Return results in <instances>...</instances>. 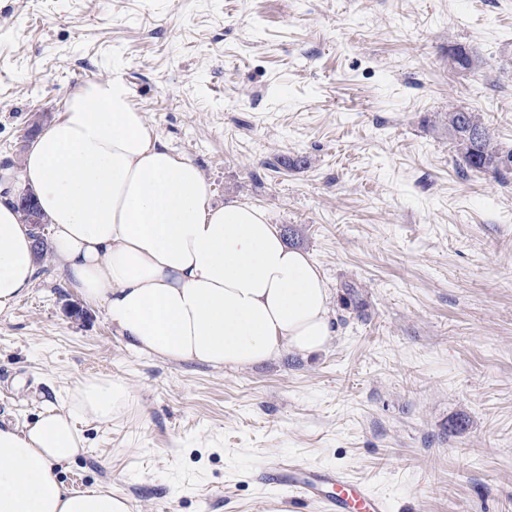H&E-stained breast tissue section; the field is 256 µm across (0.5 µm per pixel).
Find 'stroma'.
<instances>
[{"mask_svg": "<svg viewBox=\"0 0 512 512\" xmlns=\"http://www.w3.org/2000/svg\"><path fill=\"white\" fill-rule=\"evenodd\" d=\"M112 77L213 205L301 229L333 334L240 369L146 356L47 257L0 310V423L119 377L129 406L78 420L61 478L131 512H289L260 477L284 458L390 512H512V184L425 123L465 106L512 150V0H0V166Z\"/></svg>", "mask_w": 512, "mask_h": 512, "instance_id": "stroma-1", "label": "stroma"}]
</instances>
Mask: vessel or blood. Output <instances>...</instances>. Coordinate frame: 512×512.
I'll list each match as a JSON object with an SVG mask.
<instances>
[{
	"mask_svg": "<svg viewBox=\"0 0 512 512\" xmlns=\"http://www.w3.org/2000/svg\"><path fill=\"white\" fill-rule=\"evenodd\" d=\"M261 478L282 489L293 507L307 503L317 512H389L386 499L339 470L306 468L288 459L265 468Z\"/></svg>",
	"mask_w": 512,
	"mask_h": 512,
	"instance_id": "obj_1",
	"label": "vessel or blood"
}]
</instances>
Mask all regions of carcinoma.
Segmentation results:
<instances>
[{"label": "carcinoma", "instance_id": "cac0c4a2", "mask_svg": "<svg viewBox=\"0 0 512 512\" xmlns=\"http://www.w3.org/2000/svg\"><path fill=\"white\" fill-rule=\"evenodd\" d=\"M434 123L448 130V141L466 168L491 173L503 185L512 183V165L503 163L505 157L512 161V150L505 151L494 141L478 113L437 112Z\"/></svg>", "mask_w": 512, "mask_h": 512}]
</instances>
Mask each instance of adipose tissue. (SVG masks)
Masks as SVG:
<instances>
[{
  "instance_id": "obj_1",
  "label": "adipose tissue",
  "mask_w": 512,
  "mask_h": 512,
  "mask_svg": "<svg viewBox=\"0 0 512 512\" xmlns=\"http://www.w3.org/2000/svg\"><path fill=\"white\" fill-rule=\"evenodd\" d=\"M14 189L34 192L68 285L141 354L245 368L329 340L330 290L310 254L261 207L212 206L203 173L148 127L121 80L66 96ZM36 264L30 226L0 196V310L28 294ZM129 401L122 379L87 378L26 431L0 426V512H130L111 487L59 477L85 449L77 419L111 420Z\"/></svg>"
}]
</instances>
